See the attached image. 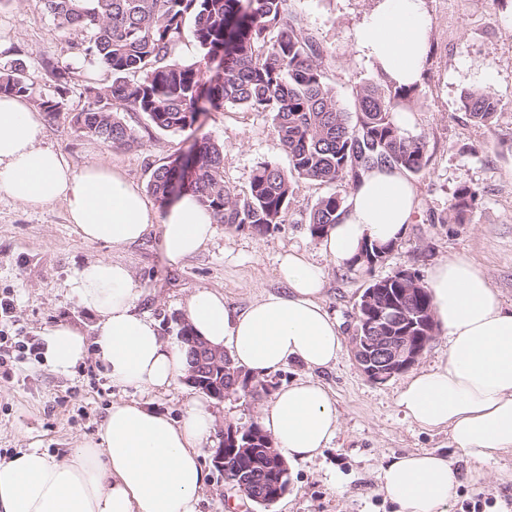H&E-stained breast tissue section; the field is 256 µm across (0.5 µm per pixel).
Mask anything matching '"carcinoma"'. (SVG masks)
Listing matches in <instances>:
<instances>
[{"label":"carcinoma","mask_w":512,"mask_h":512,"mask_svg":"<svg viewBox=\"0 0 512 512\" xmlns=\"http://www.w3.org/2000/svg\"><path fill=\"white\" fill-rule=\"evenodd\" d=\"M51 17L59 54L74 63L103 66L85 86L88 108L74 113L70 125L115 149L131 146L135 137L122 113L141 112L162 131L192 127L206 107H246L273 114L278 136L290 159V171L264 162L253 171L249 187L236 193L224 184L223 152L214 142L201 144L193 156L183 189L197 194L214 218L228 226H243L263 235L285 222L294 180L334 185L338 190L316 202L309 215V232L321 238L346 212L345 192L357 187L375 167L418 175L429 164L426 143L405 133L396 110L411 102L417 86L387 79L356 88L354 111L338 104L328 82L324 46L304 32L288 12V0H37ZM192 40L201 55L192 63L174 58L176 48ZM221 57L222 68L209 79L203 66ZM42 79L53 88L38 99L50 115L64 110L70 68L47 60ZM35 86L26 63L15 59L0 66V95L31 97ZM500 101L480 90L470 91L461 107L471 120L493 124ZM176 158L153 168L148 190L157 201L175 197L172 171ZM477 190L463 186L448 205L453 220L463 223L478 200ZM393 244L365 242L346 264L369 275L377 306L358 309L365 323L373 321L396 336H421L437 330L432 299L416 270L372 276L374 258L387 255ZM249 435L254 456L232 454L237 471L248 472L243 495L264 506L276 490L275 467L268 464L273 443L255 422Z\"/></svg>","instance_id":"cac0c4a2"}]
</instances>
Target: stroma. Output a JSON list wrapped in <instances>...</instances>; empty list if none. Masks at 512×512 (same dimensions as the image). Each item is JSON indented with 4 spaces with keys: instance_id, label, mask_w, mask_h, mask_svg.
<instances>
[{
    "instance_id": "1",
    "label": "stroma",
    "mask_w": 512,
    "mask_h": 512,
    "mask_svg": "<svg viewBox=\"0 0 512 512\" xmlns=\"http://www.w3.org/2000/svg\"><path fill=\"white\" fill-rule=\"evenodd\" d=\"M378 0H288L289 12L306 33L330 52L325 63L336 99L353 109V92L376 80L373 62L359 50L356 33ZM430 21L431 50L413 102L405 133L423 138L430 163L414 177L421 217L374 274L402 269L427 274L439 260L464 256L482 269L504 304L512 306V0H424ZM53 24L36 0H10L0 7V65L23 59L36 79V94L47 93L41 64L53 55ZM94 73L78 69L71 75L65 110L56 117L40 113L41 142L60 150L77 167L107 156L139 189H146L151 165H160L193 150L202 139L219 144L224 156V182L246 192L252 173L262 162L289 170L270 113L225 108L201 113L182 132H162L137 112L124 119L136 141L115 149L76 132L71 113L87 108L84 86ZM483 90L500 101L493 126L476 124L460 108L470 90ZM476 188L475 208L462 224L429 223L428 215H444L455 191ZM331 186L299 179L284 224L265 235L220 224L213 239L181 266L164 257L159 228L137 244L115 249L84 241L67 220L59 201L31 208L0 193V297L14 301L9 336H21L24 353L12 370H0V458L25 448L66 456L81 441L93 438L113 401L150 402L158 411L180 417L194 389L180 383L164 393H138L112 385L102 366L86 358L71 372L57 371L44 358L45 328L69 324L93 338L96 319L67 288L73 270L105 258L127 265L142 294L140 311L154 318L163 336L180 331L183 299L207 288L224 294L229 305L247 306L262 292L280 291L278 256L295 249L324 266L322 303L336 317L343 336L355 325V308L366 286L365 273L347 271L322 254L306 219ZM313 378L323 383L339 415L336 437L316 458L290 464V490L268 507L243 503L222 472L211 470L199 512H396L379 490L378 474L390 458L428 449L445 454L459 474L449 512H462L466 494L489 497L487 512H512V450L476 462L455 448L447 431L423 429L405 418L397 404L404 375L378 383L367 378L350 350L336 364L309 370L294 362L265 377L248 397L213 402L217 425L243 426L258 420L261 407L280 387Z\"/></svg>"
}]
</instances>
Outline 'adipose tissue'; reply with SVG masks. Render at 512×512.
Returning a JSON list of instances; mask_svg holds the SVG:
<instances>
[{"mask_svg": "<svg viewBox=\"0 0 512 512\" xmlns=\"http://www.w3.org/2000/svg\"><path fill=\"white\" fill-rule=\"evenodd\" d=\"M429 39L424 0H379L358 34L361 51L399 85L419 81ZM40 131L34 109L20 98L0 97V192L31 207L66 202L68 220L82 238L115 248L138 243L159 227L163 252L174 265L212 239L215 219L195 194L182 192L155 211L107 157L75 167L61 151L40 145ZM418 213L417 190L406 175L370 170L321 249L345 263L363 242L398 240ZM277 277L282 292L242 309L229 307L220 292L194 291L184 303L186 318L197 335L229 349L255 377L291 362L310 370L330 367L343 351V337L321 302L323 269L290 251L281 256ZM67 286L95 316L96 338L87 342L64 323L45 329V358L58 371L68 372L91 351L118 386L164 391L186 377V347L165 340L158 323L138 310L126 265L91 261L73 271ZM427 286L448 353L408 378L399 405L421 427L448 429L455 447L474 460L511 450L512 307L463 256L435 265ZM259 421L291 462L315 458L338 430L327 390L310 378L276 391ZM214 427L208 403L195 397L178 418L145 402L113 403L96 436L69 458L30 448L0 459V512H198ZM379 481L398 512H448L458 477L445 456L425 450L391 458Z\"/></svg>", "mask_w": 512, "mask_h": 512, "instance_id": "ef3b65f1", "label": "adipose tissue"}]
</instances>
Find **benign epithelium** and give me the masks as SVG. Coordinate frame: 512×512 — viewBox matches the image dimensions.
<instances>
[{"instance_id": "1", "label": "benign epithelium", "mask_w": 512, "mask_h": 512, "mask_svg": "<svg viewBox=\"0 0 512 512\" xmlns=\"http://www.w3.org/2000/svg\"><path fill=\"white\" fill-rule=\"evenodd\" d=\"M182 340L190 344L194 354L185 381L220 402L230 397L232 388L214 380L215 376L224 375V349L212 346L188 330ZM432 340L431 332L413 343L406 336L386 335L381 327L363 333L357 328L350 337V348L362 372L370 380L382 382L413 367Z\"/></svg>"}]
</instances>
